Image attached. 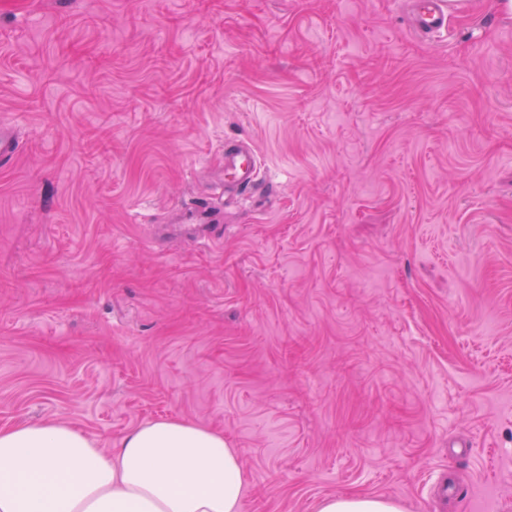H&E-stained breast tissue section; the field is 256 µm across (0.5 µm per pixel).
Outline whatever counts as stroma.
Instances as JSON below:
<instances>
[{"instance_id":"1","label":"stroma","mask_w":512,"mask_h":512,"mask_svg":"<svg viewBox=\"0 0 512 512\" xmlns=\"http://www.w3.org/2000/svg\"><path fill=\"white\" fill-rule=\"evenodd\" d=\"M0 0V428L223 432L243 512H512V13ZM224 238L152 227L225 141ZM412 29L422 36L448 33V9L444 0H411ZM20 137L11 120L0 119V162L13 159L19 152ZM258 155L247 141H228L224 144V167L215 182L217 198L226 192H244L259 184ZM390 501L364 495H346L325 500L319 512H400Z\"/></svg>"}]
</instances>
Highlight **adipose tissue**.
Returning a JSON list of instances; mask_svg holds the SVG:
<instances>
[{
    "mask_svg": "<svg viewBox=\"0 0 512 512\" xmlns=\"http://www.w3.org/2000/svg\"><path fill=\"white\" fill-rule=\"evenodd\" d=\"M240 454L181 419L101 447L70 426L0 429V512H242Z\"/></svg>",
    "mask_w": 512,
    "mask_h": 512,
    "instance_id": "adipose-tissue-1",
    "label": "adipose tissue"
}]
</instances>
